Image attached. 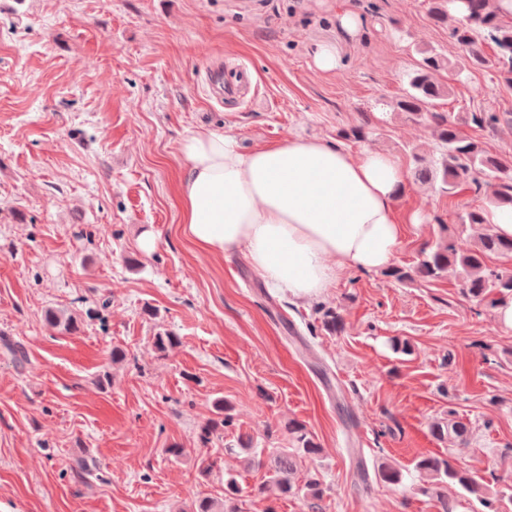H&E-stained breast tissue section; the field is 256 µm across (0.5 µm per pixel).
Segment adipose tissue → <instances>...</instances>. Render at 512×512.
Listing matches in <instances>:
<instances>
[{"instance_id": "1", "label": "adipose tissue", "mask_w": 512, "mask_h": 512, "mask_svg": "<svg viewBox=\"0 0 512 512\" xmlns=\"http://www.w3.org/2000/svg\"><path fill=\"white\" fill-rule=\"evenodd\" d=\"M178 160L183 234L212 254L245 249L269 287L313 299L344 270L376 271L394 257L404 175L384 152L355 157L305 137L245 150L201 126L182 137Z\"/></svg>"}]
</instances>
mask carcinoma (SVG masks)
<instances>
[{
  "label": "carcinoma",
  "instance_id": "1",
  "mask_svg": "<svg viewBox=\"0 0 512 512\" xmlns=\"http://www.w3.org/2000/svg\"><path fill=\"white\" fill-rule=\"evenodd\" d=\"M466 6L465 21L449 30V37L458 46L460 54L456 59L457 72L481 68L487 59L481 48L486 39L497 48V64L502 82L512 88V24L502 20L497 12L495 0H461ZM422 60L408 74V87L397 101V108L411 119L427 117L434 126L437 140L436 154L425 157L413 154L416 163L414 175L426 181L440 178L443 189L451 191L462 180H471L479 187L491 188L489 201L495 206H512V164L502 158L487 153L479 144L464 137L456 119L443 112H435L438 100L448 95V87L438 81L437 73L450 66L448 59L432 48L420 50ZM425 257L413 268H394L388 276L399 282L416 279L434 280L449 267L460 268L463 292L482 304L494 305L496 298L512 292V270H490L486 259L491 255L512 258V239L506 240L497 235L493 227L479 237L473 247H466L458 240L442 237L435 246L424 251ZM322 327L336 333L342 330L343 320L336 309L321 306L317 309ZM51 327L65 334L80 331V316L64 310L49 309L44 315ZM215 417L209 419L200 429L198 441L204 448L215 445L222 439L224 427L231 423L230 408L222 400L214 403ZM432 434L440 440L457 441L465 444L469 440L471 428L460 419H440L431 425ZM288 434L296 444L293 452L283 449L271 456L268 469L269 483L284 495H303L313 501H321L326 489L314 474L303 480H296L298 458L315 457L320 454V446L314 442L305 424L288 422ZM415 470L424 481L423 491L435 497L442 512H454L453 505L446 495L447 485L457 484L482 507V512H508L502 506L508 502L512 506V484L506 490L491 492L484 483L476 480L466 471L455 466L451 459L437 456H422L415 462ZM375 477L388 484L401 481V471L388 462L377 466ZM239 491L235 478L224 480V502L212 497L196 500L190 512H236L235 506L227 501Z\"/></svg>",
  "mask_w": 512,
  "mask_h": 512
}]
</instances>
